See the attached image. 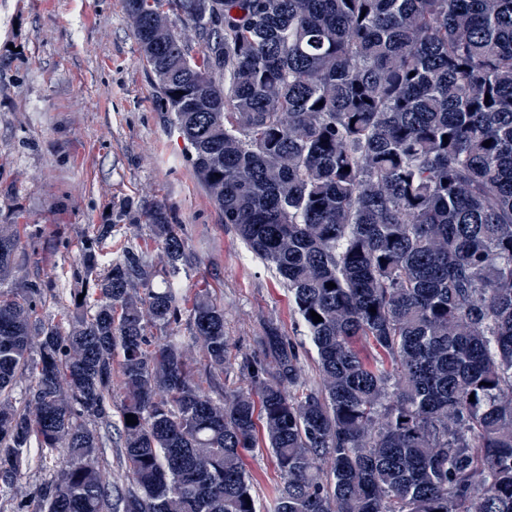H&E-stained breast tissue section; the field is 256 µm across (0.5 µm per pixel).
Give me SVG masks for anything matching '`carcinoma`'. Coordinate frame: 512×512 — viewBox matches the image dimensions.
<instances>
[{
	"label": "carcinoma",
	"mask_w": 512,
	"mask_h": 512,
	"mask_svg": "<svg viewBox=\"0 0 512 512\" xmlns=\"http://www.w3.org/2000/svg\"><path fill=\"white\" fill-rule=\"evenodd\" d=\"M125 8L194 177L288 289L320 383L271 328L238 360L249 385L219 392L224 305L174 287L187 253L160 207L163 268L137 242L102 268L116 225H92L65 325L38 316L44 281L5 287L20 235L1 224L0 489L38 449L61 465L31 512H258L245 458L263 446L270 512H512V0Z\"/></svg>",
	"instance_id": "obj_1"
}]
</instances>
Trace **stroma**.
Here are the masks:
<instances>
[{
    "label": "stroma",
    "mask_w": 512,
    "mask_h": 512,
    "mask_svg": "<svg viewBox=\"0 0 512 512\" xmlns=\"http://www.w3.org/2000/svg\"><path fill=\"white\" fill-rule=\"evenodd\" d=\"M162 207L184 240L178 281L187 296L210 289L223 303L232 357L257 354L268 328L302 336L288 290L224 224L159 106L124 0H0V224L19 225L15 285L49 290L38 314L66 322L64 291L92 225L127 241L149 238L146 212ZM252 494L267 512L272 455L246 457ZM54 460L33 463L0 494V512H31Z\"/></svg>",
    "instance_id": "stroma-1"
}]
</instances>
